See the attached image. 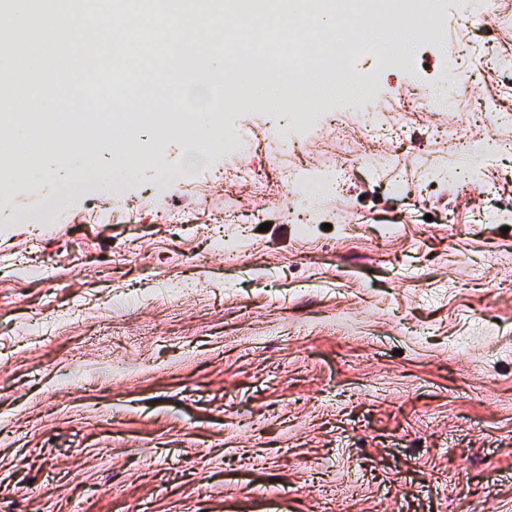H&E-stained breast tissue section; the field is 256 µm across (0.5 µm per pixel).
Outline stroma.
<instances>
[{"mask_svg": "<svg viewBox=\"0 0 512 512\" xmlns=\"http://www.w3.org/2000/svg\"><path fill=\"white\" fill-rule=\"evenodd\" d=\"M469 6L448 0L446 36L376 105L444 84L463 43L512 57V0L457 29ZM463 66L458 112H391L380 150L404 167L351 173L305 230L279 176L298 156L261 148L237 159L262 174L238 196L203 181L225 158L171 146L196 184L167 191L182 224L148 207L146 177L42 228L24 217L55 186L6 197L0 512H512V87ZM461 121L490 159L456 187L430 170L456 164L438 133Z\"/></svg>", "mask_w": 512, "mask_h": 512, "instance_id": "1", "label": "stroma"}]
</instances>
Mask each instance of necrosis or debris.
I'll return each mask as SVG.
<instances>
[{"instance_id": "obj_1", "label": "necrosis or debris", "mask_w": 512, "mask_h": 512, "mask_svg": "<svg viewBox=\"0 0 512 512\" xmlns=\"http://www.w3.org/2000/svg\"><path fill=\"white\" fill-rule=\"evenodd\" d=\"M0 13L15 24L0 29L13 53L0 60V187L33 188L53 181L47 159L67 169L60 191L72 197L99 172L104 188L148 175L167 178L163 144L174 138L208 156L251 152L253 137L232 115L241 104L270 113L266 153L288 150L282 126L333 127L336 141H354L351 153L337 155L328 170H288L286 188L294 202L314 206L354 169H373L375 142L385 132L381 113L372 111L374 80L357 60L375 55L381 67H410L415 47L448 28L447 0H177L179 24L205 23L206 41L184 51L171 42L140 81L131 77V58L116 49L94 76H81L79 93L91 117L54 107L53 87L77 66L67 23L37 12L32 0H0ZM221 51L223 70L204 74L199 61ZM206 78L212 89L208 109L183 110L186 81ZM463 80L448 71L441 92L419 87L405 94L393 88L399 112H453L462 101ZM336 104L355 115L351 128L327 115ZM449 144L460 163L437 169L438 179L457 182L463 169L484 160L481 143L449 126ZM398 168L397 155L383 158Z\"/></svg>"}]
</instances>
